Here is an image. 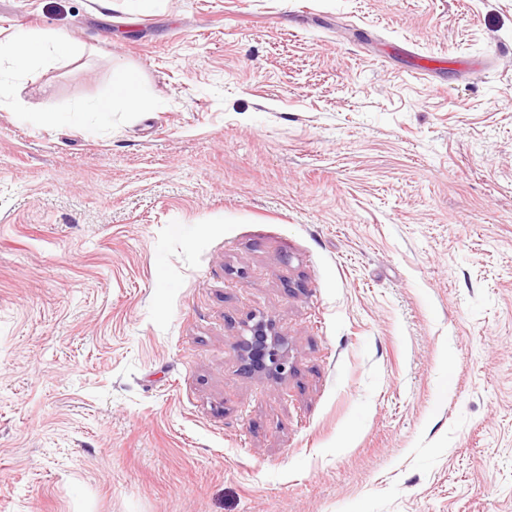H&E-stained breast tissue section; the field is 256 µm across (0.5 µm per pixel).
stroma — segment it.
Instances as JSON below:
<instances>
[{
  "mask_svg": "<svg viewBox=\"0 0 512 512\" xmlns=\"http://www.w3.org/2000/svg\"><path fill=\"white\" fill-rule=\"evenodd\" d=\"M18 28L83 52L0 84V512H512V0ZM141 104L142 95L136 77L133 74H126L112 84L109 96L91 103L83 111L93 113L98 122H104L117 105L140 108ZM251 336L240 344L245 369L249 373L267 374L279 378L287 367L283 342L275 333L272 322L263 319L250 328Z\"/></svg>",
  "mask_w": 512,
  "mask_h": 512,
  "instance_id": "1",
  "label": "stroma"
}]
</instances>
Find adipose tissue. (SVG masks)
Masks as SVG:
<instances>
[{
    "instance_id": "ef3b65f1",
    "label": "adipose tissue",
    "mask_w": 512,
    "mask_h": 512,
    "mask_svg": "<svg viewBox=\"0 0 512 512\" xmlns=\"http://www.w3.org/2000/svg\"><path fill=\"white\" fill-rule=\"evenodd\" d=\"M81 45L65 35L40 36L25 30L11 33L0 41V65L13 75L26 74L41 66L47 58H68L79 54ZM142 104L141 90L134 75L127 74L113 83L109 96L99 99L87 110L97 121H106L115 106L137 108Z\"/></svg>"
}]
</instances>
